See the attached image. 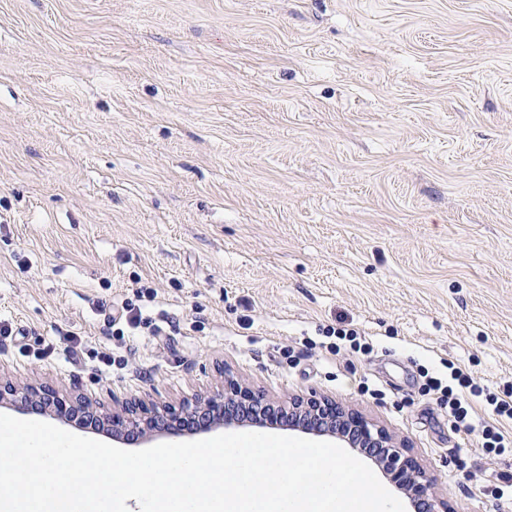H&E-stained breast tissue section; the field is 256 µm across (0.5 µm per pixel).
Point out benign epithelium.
Here are the masks:
<instances>
[{"instance_id":"obj_1","label":"benign epithelium","mask_w":512,"mask_h":512,"mask_svg":"<svg viewBox=\"0 0 512 512\" xmlns=\"http://www.w3.org/2000/svg\"><path fill=\"white\" fill-rule=\"evenodd\" d=\"M0 402L19 413L27 412L30 404L37 402L55 420L97 426L112 433L114 438L131 431L150 438L187 417L196 416L207 418L208 429L217 425L240 426L245 422L264 427L269 425L266 413L272 410L294 430L345 438L351 447L362 452L368 448L379 449V455L372 460L397 490L415 504L427 503L428 512H449L448 501L437 493L434 478L414 457L406 454L404 446L361 413L327 397H295L277 403L226 374L222 389L200 395L177 408L145 395L105 411L82 397L66 396L47 386L18 387L0 377Z\"/></svg>"}]
</instances>
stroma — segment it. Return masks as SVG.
<instances>
[{"label": "stroma", "mask_w": 512, "mask_h": 512, "mask_svg": "<svg viewBox=\"0 0 512 512\" xmlns=\"http://www.w3.org/2000/svg\"><path fill=\"white\" fill-rule=\"evenodd\" d=\"M0 323L15 382L325 396L498 512L422 374L512 394V0H0Z\"/></svg>", "instance_id": "35a3bbf8"}]
</instances>
